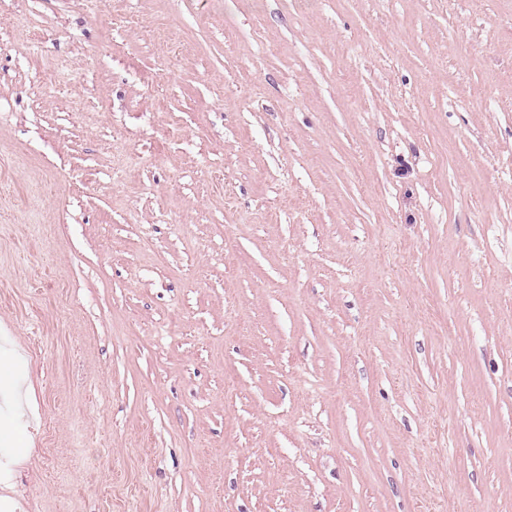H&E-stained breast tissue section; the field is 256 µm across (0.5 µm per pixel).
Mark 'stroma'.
<instances>
[{
	"mask_svg": "<svg viewBox=\"0 0 512 512\" xmlns=\"http://www.w3.org/2000/svg\"><path fill=\"white\" fill-rule=\"evenodd\" d=\"M512 512V0H0V497Z\"/></svg>",
	"mask_w": 512,
	"mask_h": 512,
	"instance_id": "35a3bbf8",
	"label": "stroma"
}]
</instances>
